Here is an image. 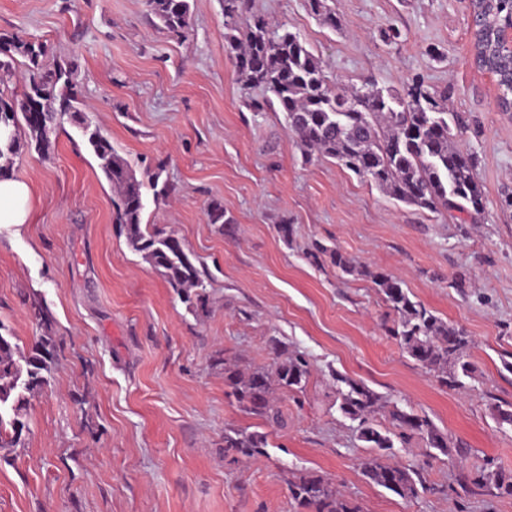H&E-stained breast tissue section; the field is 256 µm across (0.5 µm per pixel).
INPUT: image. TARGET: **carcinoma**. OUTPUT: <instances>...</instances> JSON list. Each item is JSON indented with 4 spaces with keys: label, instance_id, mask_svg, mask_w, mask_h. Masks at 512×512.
<instances>
[{
    "label": "carcinoma",
    "instance_id": "carcinoma-1",
    "mask_svg": "<svg viewBox=\"0 0 512 512\" xmlns=\"http://www.w3.org/2000/svg\"><path fill=\"white\" fill-rule=\"evenodd\" d=\"M224 29L247 89L259 94L248 97L255 112L279 105L288 133L322 158L375 184L390 198L418 210L479 215L486 208V195L476 177L477 155L463 148L455 131L461 129L458 113L448 107V95L432 92L421 79L409 84L404 95L384 93L373 81L345 90L329 83L322 62L300 38L282 27L273 29L263 15L253 10L252 0H222ZM151 13L163 28L177 35L189 26L188 0H148ZM312 14L329 26L338 25L336 12L326 0H308ZM477 22L473 45L480 69L496 77L499 94L512 99V60L497 49L499 25L512 17V0H483L473 4ZM14 49L27 59L25 71L17 75L14 60L0 61V160L9 159L31 143L43 148L47 132L68 123L78 128L98 160L105 179L118 196L115 223L124 232L127 245L160 271L186 308L197 314L207 307L202 271L193 263L173 232L150 231L143 226V183L130 172L112 143L91 127L76 90V70L70 64L43 65L40 43L17 40ZM22 84V94L14 85ZM327 256L346 274L367 271L337 249L317 244L308 253L316 264ZM373 283L396 316L389 329L401 349L423 367L437 373L449 388L464 386L471 377L469 351L472 340L465 330L448 323L425 305L414 301L402 283L379 273ZM30 315L42 334L28 355L15 358L13 336L0 322V449L22 446L27 431L25 416L35 393L50 382L61 351L55 334V319L39 296L28 301ZM271 369L244 373L238 361L215 358L224 366V381L239 406L248 414L275 424L280 415L272 397V382L288 391L303 390L308 362L300 353L285 354L273 347ZM339 390L340 409L358 422L359 440L377 451L364 467L374 484L403 498L418 496L426 489L424 477L412 469L383 461V451L393 439L405 442L418 436L429 447L451 455L448 438L425 416L397 406L389 411L391 428L374 424L381 396L367 384L345 376ZM267 436L230 429L224 433V456L252 458L264 454ZM294 500L313 512H361L332 482L305 472L288 481Z\"/></svg>",
    "mask_w": 512,
    "mask_h": 512
}]
</instances>
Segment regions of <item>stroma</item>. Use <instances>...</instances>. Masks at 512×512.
<instances>
[{
    "label": "stroma",
    "mask_w": 512,
    "mask_h": 512,
    "mask_svg": "<svg viewBox=\"0 0 512 512\" xmlns=\"http://www.w3.org/2000/svg\"><path fill=\"white\" fill-rule=\"evenodd\" d=\"M340 29L307 0H254L271 25L320 57L332 88L373 80L403 93L412 78L449 89L467 116L484 215L461 224L384 194L334 161L307 157L282 112H255L225 38L222 0H189L190 28L163 30L146 0H0V60L20 37L45 65L70 63L86 113L144 182L143 221L174 232L207 275L208 309L189 312L128 247L116 194L80 131L23 148L5 174L31 188L25 231L0 236V323L21 352L41 331L26 298L41 296L63 342L49 386L30 399L24 445L0 449V512H306L293 475L332 481L361 512H512V497L474 484L512 473V112L495 78L472 63L468 0H327ZM401 33L383 41L382 31ZM159 175L169 191L149 184ZM220 201L231 224L209 223ZM293 228L290 238L278 232ZM391 275L473 344L472 379L441 386L390 335L394 315L371 279L310 261L314 244ZM465 275V291L451 280ZM303 353V391H276L285 421L244 412L217 355L272 363L273 340ZM379 393L374 420L399 407L428 417L453 455L415 437L384 459L418 469L407 499L363 475L372 449L339 409L337 376ZM265 434L264 455H224L226 429Z\"/></svg>",
    "instance_id": "35a3bbf8"
}]
</instances>
